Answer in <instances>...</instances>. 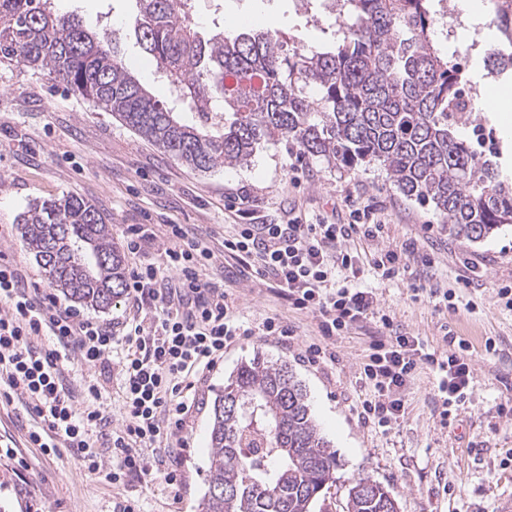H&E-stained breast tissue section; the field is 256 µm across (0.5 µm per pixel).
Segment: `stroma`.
I'll use <instances>...</instances> for the list:
<instances>
[{
    "label": "stroma",
    "mask_w": 512,
    "mask_h": 512,
    "mask_svg": "<svg viewBox=\"0 0 512 512\" xmlns=\"http://www.w3.org/2000/svg\"><path fill=\"white\" fill-rule=\"evenodd\" d=\"M62 11L77 13L90 29H117L136 13L134 0H58ZM448 10L456 29L437 26L441 50H458L476 98L512 88V73L493 80L483 68L496 33L478 19L461 16L456 0ZM262 10L265 25L285 34V52L332 38V18L322 0L309 8L295 0H193L192 12L208 28L230 17ZM124 60L155 95L168 97V84L132 38H124ZM66 193L94 204L106 217L112 237L125 243L131 224H183L221 239L232 225L253 216L276 219L291 213L308 223L346 219V199L371 205L387 224L385 244L414 241L421 255L411 271L391 280L365 269L358 285L373 289L381 314L396 332L421 337L445 349V332L470 345L469 396L448 420H441L438 380L423 370L404 391L405 412L390 426L364 423L360 403L370 393L359 365L382 326L377 318L354 325L341 336L322 340L317 321L295 310L269 289L268 281L241 273L234 260L213 267L209 276L236 301L248 335L228 348L224 360L199 386L203 406L190 417L187 443L177 469L179 489L164 480L159 463L148 482L115 487L85 471L68 452L43 455L28 447L29 417L18 399L0 397V448L23 455L27 467L0 457V512H112L115 502L135 499L140 512H201L206 491L212 408L216 395L240 363L259 356L287 361L304 386L321 435L336 453V481L314 512H343L349 485L367 476L395 497L400 512H512V467L501 463L512 448V309L498 292L512 286V224L470 241L452 235L432 207L406 198L378 165L353 170L304 156L292 143L260 145L248 164L200 172L160 153L133 130L74 93L54 75L0 58V252L28 276L45 283L42 268L22 247L19 220L36 200ZM248 204L239 205V196ZM453 289L455 308L429 297L427 287ZM276 317L294 334L263 335L265 318ZM494 351H486V341ZM326 342L335 360L309 362L305 347ZM74 386L101 384L100 406L111 421L122 420L119 374L73 366Z\"/></svg>",
    "instance_id": "obj_1"
}]
</instances>
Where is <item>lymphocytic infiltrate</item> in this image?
Listing matches in <instances>:
<instances>
[{
  "label": "lymphocytic infiltrate",
  "instance_id": "1",
  "mask_svg": "<svg viewBox=\"0 0 512 512\" xmlns=\"http://www.w3.org/2000/svg\"><path fill=\"white\" fill-rule=\"evenodd\" d=\"M385 228L367 206L352 210L345 224L297 218L281 224L262 216L236 225L223 247L270 280L277 297L316 317L322 337L330 338L377 315L376 295L350 281L361 266L347 244L381 239ZM126 245L134 262L125 292L136 311L118 324L80 315L29 281L14 261L0 260V384L34 420L27 443L46 455L68 451L115 486L151 476V451L184 447L181 433L198 383L241 334L233 303L207 279L215 253L204 239L181 224L166 225L161 235L151 225L131 224ZM445 341L447 350L430 352L407 332L374 337L360 366L371 388L361 417L380 425L398 418L403 387L424 367L439 377L443 407L464 402L467 346L451 335ZM75 363L117 370L122 379V423L100 444L90 439L92 430L109 425L96 406L100 387L75 389L67 378Z\"/></svg>",
  "mask_w": 512,
  "mask_h": 512
}]
</instances>
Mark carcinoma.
<instances>
[{"label":"carcinoma","mask_w":512,"mask_h":512,"mask_svg":"<svg viewBox=\"0 0 512 512\" xmlns=\"http://www.w3.org/2000/svg\"><path fill=\"white\" fill-rule=\"evenodd\" d=\"M434 2L341 0L333 44L287 54L280 30L206 31L182 0H135L128 35L168 81L165 101L126 66L117 35L89 30L55 0H0V55L50 72L194 170L241 166L258 146L289 141L329 166L384 167L403 195L477 241L512 224V181L454 135L474 122V103L457 54L433 40ZM488 2L499 43L487 62L501 73L512 70V0ZM21 224L50 287L103 310L122 296L124 255L95 205L66 194L29 204ZM335 471L288 362L242 363L213 404L201 512H313ZM344 512H398V503L360 478Z\"/></svg>","instance_id":"carcinoma-1"}]
</instances>
